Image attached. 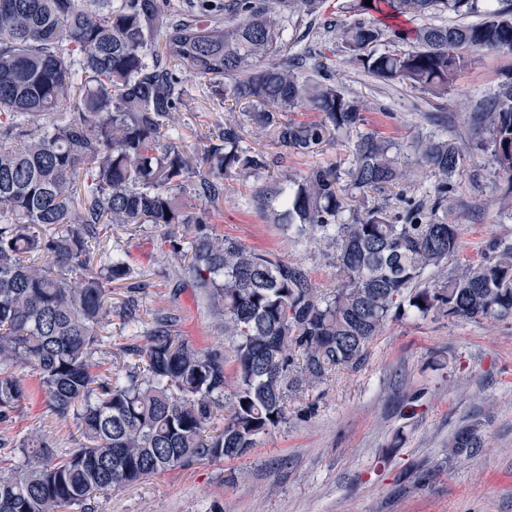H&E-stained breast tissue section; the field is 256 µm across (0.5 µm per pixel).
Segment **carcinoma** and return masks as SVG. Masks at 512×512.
Masks as SVG:
<instances>
[{
  "label": "carcinoma",
  "instance_id": "cac0c4a2",
  "mask_svg": "<svg viewBox=\"0 0 512 512\" xmlns=\"http://www.w3.org/2000/svg\"><path fill=\"white\" fill-rule=\"evenodd\" d=\"M320 2L193 0L185 9L171 0H0V421L25 399L19 371L28 369L83 439L65 450L38 435L24 441L41 464L0 475V512H90L97 495L147 475L246 456L285 422L290 393L358 369L407 306L424 316L512 317V247L494 244L492 258L448 271L461 248L458 225L448 223L465 159L456 143L429 135L414 145L435 178L429 200L336 223L346 191L394 186L403 172L397 141L360 130L366 104L275 61L288 52L282 15H312ZM355 11L427 20L394 30L400 40L413 35L414 48L383 51L380 28L342 23L355 59L383 82L446 94L472 52L512 53V0H358ZM448 12L485 19L429 22ZM186 72L240 111L204 147L203 171L169 135ZM305 105L321 120H284ZM252 119L296 154L356 134L349 187L336 167L320 165L254 190L258 208H278L275 220L297 237L318 230L335 247L337 287L324 296L301 264L215 234L205 213L176 197L190 180L198 200L216 204L232 171H269L265 153L241 145L242 122ZM473 119L508 184L498 207L512 217V85ZM114 224L185 227L188 244L174 234L169 243L185 258L181 276L223 313L231 356L193 347L161 317L130 350L124 375L95 371L112 284L131 275L121 258L95 262ZM479 447L469 428L449 441L453 455Z\"/></svg>",
  "mask_w": 512,
  "mask_h": 512
}]
</instances>
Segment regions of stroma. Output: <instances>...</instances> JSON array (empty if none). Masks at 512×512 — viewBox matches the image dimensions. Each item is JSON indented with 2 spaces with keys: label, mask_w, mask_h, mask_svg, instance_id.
<instances>
[{
  "label": "stroma",
  "mask_w": 512,
  "mask_h": 512,
  "mask_svg": "<svg viewBox=\"0 0 512 512\" xmlns=\"http://www.w3.org/2000/svg\"><path fill=\"white\" fill-rule=\"evenodd\" d=\"M350 0H322L316 19L287 16L291 52H327L328 74L347 95L364 101L369 128L402 146L435 132L464 143L466 160L454 179L449 223L459 225L461 249L448 261L456 269L488 258V245L512 244V220L495 197L506 183L494 175L485 134L471 112L512 80V54L480 50L437 97L368 74L340 36L336 23L353 20ZM223 101L202 79L184 76L183 103L171 130L187 149L215 140L231 122ZM250 150L279 156L270 176L285 170L305 174L317 165L336 164L347 174L354 163V137L309 155L295 154L273 134L253 125L241 131ZM394 188L366 191L348 199L350 210L388 205L400 211L404 197L425 196L426 170L408 160ZM257 180L233 176L216 205H206L217 234L246 247L301 263L321 292L336 285V252L320 237L297 240L268 223L256 207ZM168 229L151 224H119L99 256L119 254L129 262V280L112 287V315L95 361L125 374L127 349L143 345L154 318L176 319V330L193 346L225 351L230 341L196 289L178 287L180 261L166 238ZM139 323L124 327L127 304ZM28 394L18 412L0 421V438L12 450L6 469L37 466L38 457L19 445L40 433L55 448H71L79 435L73 420L48 408L38 378L25 373ZM470 426L482 438L474 455L451 458L448 437ZM92 512H512V318L463 320L422 316L407 310L390 320L369 346L363 365L340 371L323 383L297 391L284 423L260 435L246 456L199 462L157 473L113 489L91 503Z\"/></svg>",
  "instance_id": "stroma-1"
}]
</instances>
